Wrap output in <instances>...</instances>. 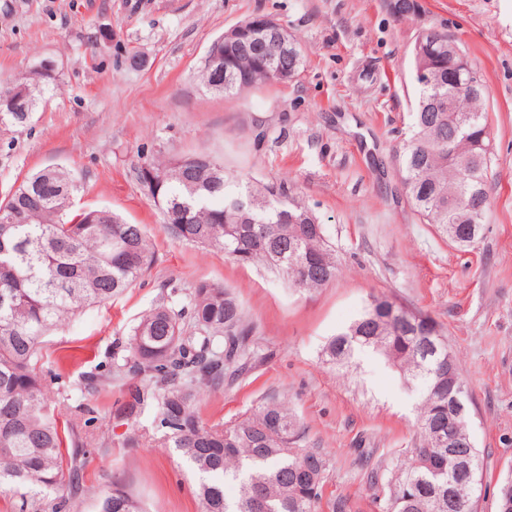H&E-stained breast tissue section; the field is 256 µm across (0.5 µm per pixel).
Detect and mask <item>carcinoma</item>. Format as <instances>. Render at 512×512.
Returning <instances> with one entry per match:
<instances>
[{
  "instance_id": "1",
  "label": "carcinoma",
  "mask_w": 512,
  "mask_h": 512,
  "mask_svg": "<svg viewBox=\"0 0 512 512\" xmlns=\"http://www.w3.org/2000/svg\"><path fill=\"white\" fill-rule=\"evenodd\" d=\"M436 40L414 46L417 95L409 137L396 154L403 190L425 224L460 249L481 237L491 208L488 175L492 144L484 88L473 95L448 83V33L431 23ZM288 78L303 65L299 42L288 36ZM40 74L0 92V123L24 125L7 102L25 91L35 110ZM282 82L264 56L224 57L226 95ZM135 177L160 210L173 237L219 250L238 264H257L288 287L317 291L339 272L336 250L323 225L287 179L255 182L224 172L208 155L152 160ZM80 185L62 167L27 176L0 202V495L19 499L20 512H74L71 485L79 484L84 448L65 447L59 412L44 388V338L57 326L129 288L154 263L142 225L106 209L70 215ZM12 217L14 223L1 220ZM310 269L299 284L294 272ZM178 289L162 296L135 324L115 378L132 380L126 420L143 406L157 408L163 445L175 449L199 476L200 512H320L329 459L304 448V430L288 401L263 399L233 423L209 425L198 404L262 358L237 297L198 282L188 305L176 307ZM359 352L385 357L423 385L417 437L407 461L382 476L380 512H475L481 470L475 443L457 449L460 467L448 469V434L466 439L469 410H448L450 381L460 380L446 332L428 315L395 298L371 297L358 319L324 347L330 361ZM239 485L233 500L224 483ZM98 512H145L118 485L95 492ZM497 512H512V480L501 485Z\"/></svg>"
}]
</instances>
